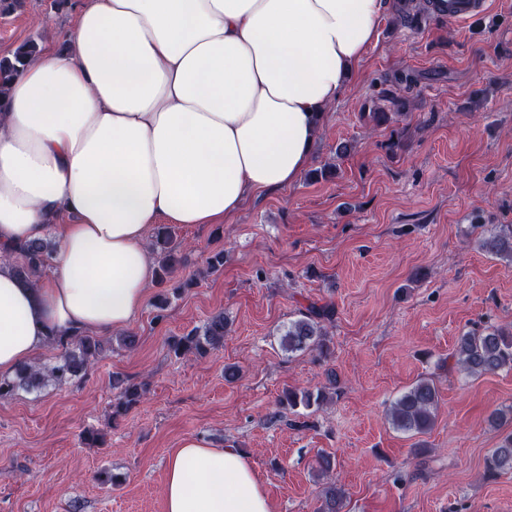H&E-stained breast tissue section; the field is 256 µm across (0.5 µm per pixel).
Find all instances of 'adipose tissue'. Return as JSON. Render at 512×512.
<instances>
[{"mask_svg":"<svg viewBox=\"0 0 512 512\" xmlns=\"http://www.w3.org/2000/svg\"><path fill=\"white\" fill-rule=\"evenodd\" d=\"M389 0H80L65 49L0 104V375L50 337L129 325L155 280L149 229L219 224L296 182ZM55 232L52 273L11 260ZM165 512H271L236 448L186 439Z\"/></svg>","mask_w":512,"mask_h":512,"instance_id":"1","label":"adipose tissue"}]
</instances>
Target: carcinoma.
<instances>
[{
  "mask_svg": "<svg viewBox=\"0 0 512 512\" xmlns=\"http://www.w3.org/2000/svg\"><path fill=\"white\" fill-rule=\"evenodd\" d=\"M435 10L431 0L423 4L403 5L398 20L416 23L426 12ZM42 51L35 40L20 44L12 56L0 59V99L9 90V85L20 67ZM382 101L388 106L375 105L369 119L375 126L392 120L394 112L403 108V102L394 95H385ZM479 247L490 254L512 260V226L501 225L489 231L479 242ZM152 250L159 257L158 281L172 279L175 265L173 237L166 226L158 227L151 241ZM23 263L15 266L16 273L27 282L38 280L39 274L50 257L49 244L45 240L33 241L21 248ZM335 309L330 304L308 306L300 317L288 321L280 333V346L290 354L315 352L321 358L332 353L325 323L331 321ZM224 313L211 316L207 322L181 336H173L168 343V353L176 358L205 356L224 345ZM137 339L134 336H117L107 341L90 334L75 336H53L50 344L60 350L59 357L50 368L25 365L10 377H0V400L15 395L20 390H36L46 385L65 387L86 374L88 369L102 360L114 346L131 349ZM458 369L469 376L494 374L505 368L512 370V330L493 325L477 326L458 336L451 354ZM120 391L112 404V417L126 414L135 407L143 396V389L137 383L118 381ZM327 395L324 391L287 390L280 404L299 417H307L317 411ZM439 391L433 379L423 377L408 390L399 395L390 405L387 419L395 430L412 435L426 434L432 430L436 420ZM485 472L491 477L512 472V433L501 438L497 446L490 449L485 457ZM344 492L331 482L322 492L319 512H342Z\"/></svg>",
  "mask_w": 512,
  "mask_h": 512,
  "instance_id": "1",
  "label": "carcinoma"
}]
</instances>
